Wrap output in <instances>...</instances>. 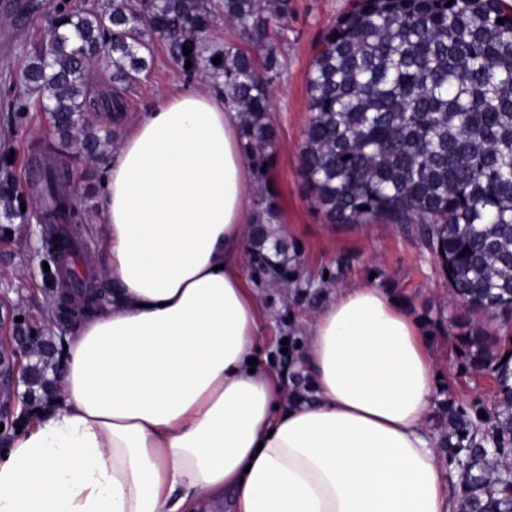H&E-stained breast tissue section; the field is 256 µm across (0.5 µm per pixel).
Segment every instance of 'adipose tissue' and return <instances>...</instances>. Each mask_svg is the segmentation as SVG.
Instances as JSON below:
<instances>
[{
    "instance_id": "1",
    "label": "adipose tissue",
    "mask_w": 512,
    "mask_h": 512,
    "mask_svg": "<svg viewBox=\"0 0 512 512\" xmlns=\"http://www.w3.org/2000/svg\"><path fill=\"white\" fill-rule=\"evenodd\" d=\"M111 302L67 337L56 395L0 451V512H457L419 325L371 285L307 329L287 394L241 266L254 185L205 83L164 94L102 164Z\"/></svg>"
}]
</instances>
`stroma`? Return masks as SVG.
<instances>
[{
    "instance_id": "1",
    "label": "stroma",
    "mask_w": 512,
    "mask_h": 512,
    "mask_svg": "<svg viewBox=\"0 0 512 512\" xmlns=\"http://www.w3.org/2000/svg\"><path fill=\"white\" fill-rule=\"evenodd\" d=\"M294 10L288 33L279 46L284 66L270 88L271 119L277 140L270 166V186L278 205L274 226L288 244L289 260L298 262L301 279L288 291L268 288L244 264L247 283L253 289L264 316L269 338L259 354L284 362L301 357L306 343L304 325L309 322L338 288L374 283L391 290L402 301L408 315L421 327L428 351L439 375L437 402L449 395L464 400L487 398L488 379L460 374L450 340L455 334L458 313L448 295V283L437 259L422 245L414 231L396 224H331L307 192L299 169L307 109L306 78L325 28L348 13L354 0H293ZM43 17L30 16L19 29L14 45L0 44V63L21 70L28 53L41 39ZM155 64L150 72L127 86L115 82L111 71L94 70L90 85L94 98L120 96L126 115L150 110L170 89L186 83V76L171 60L168 46L154 44ZM33 119L25 139L15 141L17 162L13 178H29L27 145L40 143L47 154L69 162L75 176L69 191L81 216L84 246L100 248L96 226L101 223L102 168L99 163L76 155L64 147L48 126L34 94L21 90ZM39 221L29 216L11 224L10 233L0 238V301L18 307L44 335L57 338L46 310L48 290L44 285ZM290 347H283V340Z\"/></svg>"
}]
</instances>
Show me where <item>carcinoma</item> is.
Here are the masks:
<instances>
[{"instance_id": "1", "label": "carcinoma", "mask_w": 512, "mask_h": 512, "mask_svg": "<svg viewBox=\"0 0 512 512\" xmlns=\"http://www.w3.org/2000/svg\"><path fill=\"white\" fill-rule=\"evenodd\" d=\"M18 8L46 9L47 27L27 64L0 77L11 138L27 131L19 83L37 95L61 140L100 160L113 136L85 118L94 104L91 63L108 48L113 79L129 85L153 65V41H164L184 75L223 76L241 118L256 204L275 215L270 173L261 168L276 140L269 91L292 0H112L97 10L26 0ZM219 15L264 50L261 58L232 44L205 53ZM307 96L300 167L317 206L334 224H414L440 264L460 311L457 367L493 381L487 400L448 395L434 425L440 453L457 477L452 490L462 512H512V336L479 321L512 320V7L505 0H358L323 32ZM101 105L112 109V124L122 123L121 97ZM10 154L0 152L3 217L23 219ZM70 178L63 164L45 162L32 183L41 218L76 223ZM268 224L249 225L251 263L264 282L286 286L288 246Z\"/></svg>"}]
</instances>
